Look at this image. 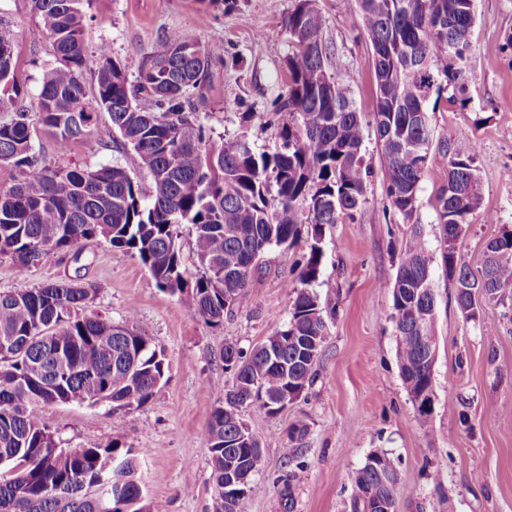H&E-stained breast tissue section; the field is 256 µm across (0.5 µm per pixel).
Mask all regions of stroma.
Returning <instances> with one entry per match:
<instances>
[{
	"instance_id": "1",
	"label": "stroma",
	"mask_w": 512,
	"mask_h": 512,
	"mask_svg": "<svg viewBox=\"0 0 512 512\" xmlns=\"http://www.w3.org/2000/svg\"><path fill=\"white\" fill-rule=\"evenodd\" d=\"M294 0H238L234 10L203 0H93L85 27L89 51L108 44L128 77H136L150 53L173 33L223 46L194 104L213 139L247 136L257 149L273 150L276 130L243 121L246 112H269L288 78L284 18ZM326 18L324 38L332 57L355 77L352 98L367 121L362 154L371 177L367 202L355 219L328 226L320 276L314 286L325 307L328 330L315 366V380L278 416L243 410L262 443L263 460L249 512H351L349 478L370 452L386 450L399 473L397 512H512V297L482 304L477 318L460 312L441 261L436 195L446 176L431 155L411 217L384 218L383 155L370 123L375 102L374 58L362 19L347 0H318ZM37 17L31 0H0V21L15 34V77L24 105L39 91L41 68L53 62L49 43L31 42ZM512 0H475L471 63L465 95L440 100L430 114L436 137L475 148L481 204L458 241L460 260L480 271L486 242L512 226ZM31 124L39 115L29 113ZM34 149L50 164L96 167L117 163L137 181L147 172L133 150L117 140L102 144L86 134L60 157L46 133ZM425 242L436 294V357L433 405L421 426L405 389L391 319L399 257L413 235ZM310 237L270 247L262 271L221 325L188 312L177 296L159 288L136 258L109 245L85 243L81 258L62 251L18 279L0 256V290L33 288L50 279H75L98 288L93 312L124 321L136 309L138 326L164 349L169 370L152 399L138 409L102 403L49 405L41 416L64 447H89L112 439L142 449L140 473L150 512H210L213 482L203 436L233 376L221 358L226 344L248 349L288 321L297 271ZM309 432L298 479L281 450L293 423Z\"/></svg>"
}]
</instances>
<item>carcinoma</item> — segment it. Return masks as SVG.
Masks as SVG:
<instances>
[{
  "instance_id": "carcinoma-1",
  "label": "carcinoma",
  "mask_w": 512,
  "mask_h": 512,
  "mask_svg": "<svg viewBox=\"0 0 512 512\" xmlns=\"http://www.w3.org/2000/svg\"><path fill=\"white\" fill-rule=\"evenodd\" d=\"M38 21L35 42L51 43L54 63L41 74L36 109L44 130L66 155L87 133L103 144L120 136L150 174L148 186L115 163L95 168L45 164L33 150L37 130L18 105L13 33L0 27V165L16 169L17 183L0 187V256L25 278L36 262L57 251L80 257L88 241H100L138 259L158 287L178 296L187 310L211 325L224 322L252 287L260 259L273 245H291L309 226V251L298 261L285 328L245 351L224 347L234 383L214 408L204 441L210 453L212 512H249L259 491L262 458L241 441V411L273 417L286 393L302 395L327 334L325 307L310 289L320 275L325 229L353 217L367 201L369 168L361 153L364 120L352 104L350 74L329 73L326 19L317 0H294L285 17L289 51L286 89L275 98V150L259 152L242 135L211 142L194 112L219 47L174 33L163 49L146 56L136 82L112 59L108 46L90 54L83 42L92 0H31ZM361 15L374 56L373 124L384 157V216L407 218L416 208L421 174L433 152L447 167L437 193L442 227L441 259L467 318L478 306L472 291L490 302L512 294V230L485 245L482 274L460 263L456 243L481 201L476 153L452 140L435 139L429 105L445 90H466L475 0H349ZM94 70V101L86 99L82 73ZM105 112L110 122L98 123ZM187 226L199 274L184 276L178 229ZM431 258L415 236L401 252L392 288L397 359L421 425L429 424L432 371L437 347ZM97 295L88 282L47 281L36 288L0 291V512H95L102 472H119L122 508L148 512L138 476L141 448L113 439L71 453L44 424L48 405L110 403L140 408L169 367L164 350L135 326V311L122 323L87 313ZM308 425L294 423L283 458L294 462ZM389 459L371 452L351 479V512L368 503L396 504L398 471L379 472ZM248 476L234 502L224 496L227 464Z\"/></svg>"
}]
</instances>
